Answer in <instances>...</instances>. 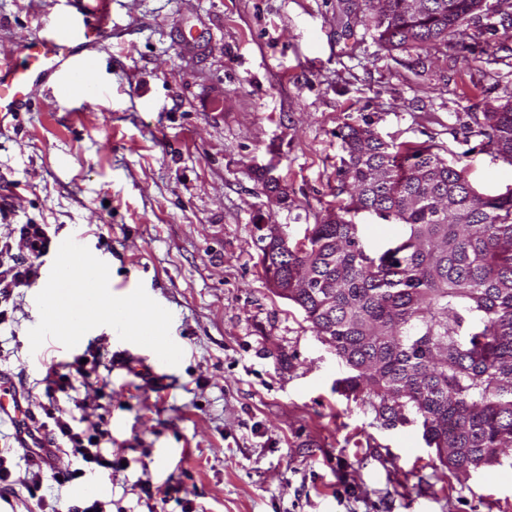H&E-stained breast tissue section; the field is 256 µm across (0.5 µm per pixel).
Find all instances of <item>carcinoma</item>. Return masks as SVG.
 Instances as JSON below:
<instances>
[{
    "label": "carcinoma",
    "mask_w": 512,
    "mask_h": 512,
    "mask_svg": "<svg viewBox=\"0 0 512 512\" xmlns=\"http://www.w3.org/2000/svg\"><path fill=\"white\" fill-rule=\"evenodd\" d=\"M365 0L379 45L407 52L463 44L487 0ZM478 133L512 164V101L486 105ZM349 200L303 241L258 239L261 264L316 337L348 369L337 380L389 427L420 420L426 445L457 475L512 457V188L479 194L458 169L418 145L396 151L368 128L340 135ZM404 227L369 251L356 218Z\"/></svg>",
    "instance_id": "cac0c4a2"
}]
</instances>
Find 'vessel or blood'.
Instances as JSON below:
<instances>
[{"instance_id":"vessel-or-blood-1","label":"vessel or blood","mask_w":512,"mask_h":512,"mask_svg":"<svg viewBox=\"0 0 512 512\" xmlns=\"http://www.w3.org/2000/svg\"><path fill=\"white\" fill-rule=\"evenodd\" d=\"M112 33L111 0H101L90 21L64 20L48 33L18 42L12 58L0 62V114L25 111L47 85L66 88L78 82L89 94L100 91L96 80V53ZM161 357L146 358L121 346L112 355V367L146 376L151 383L163 381ZM22 430L20 447L33 449L35 461H49L54 452L43 438H32L31 413L12 376L0 370V420Z\"/></svg>"}]
</instances>
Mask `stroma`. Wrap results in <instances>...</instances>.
Segmentation results:
<instances>
[{
	"mask_svg": "<svg viewBox=\"0 0 512 512\" xmlns=\"http://www.w3.org/2000/svg\"><path fill=\"white\" fill-rule=\"evenodd\" d=\"M94 8L0 0V60L48 16ZM511 20L479 10L464 47L406 52L381 47L348 0H112L104 94L51 90L0 122L6 221L52 230L42 279L0 325V369L37 418H82L117 459L87 498L112 512H512V467L458 477L420 424L386 427L337 390L344 364L276 294L256 230L295 243L348 200L349 124L434 145L480 194L512 187V164L473 131L486 104L512 99ZM65 241L111 293H75L81 320L55 328ZM110 306L137 316L123 335ZM121 344L173 348L168 385L113 369ZM52 367L72 381L53 400Z\"/></svg>",
	"mask_w": 512,
	"mask_h": 512,
	"instance_id": "1",
	"label": "stroma"
}]
</instances>
